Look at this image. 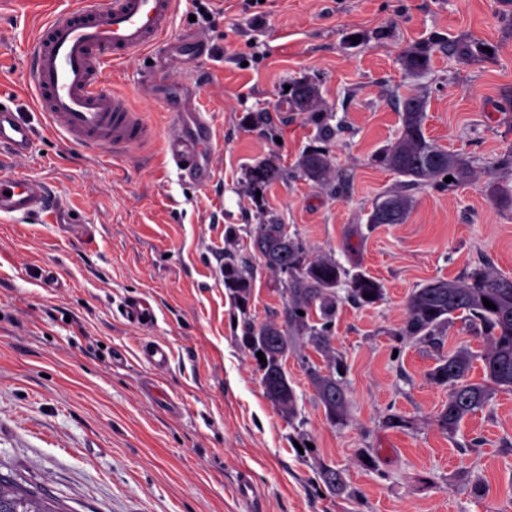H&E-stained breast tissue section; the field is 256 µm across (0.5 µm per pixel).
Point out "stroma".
Masks as SVG:
<instances>
[{
  "instance_id": "35a3bbf8",
  "label": "stroma",
  "mask_w": 512,
  "mask_h": 512,
  "mask_svg": "<svg viewBox=\"0 0 512 512\" xmlns=\"http://www.w3.org/2000/svg\"><path fill=\"white\" fill-rule=\"evenodd\" d=\"M73 0H0V86L33 120L37 149L16 165L45 182L57 217L0 216V474L37 486L67 512H512V392H497L454 435L437 416L448 388L432 370L453 349L486 343L461 320L436 343L399 337L410 294L482 263L512 275V211L488 182L512 189V30L501 0H177L169 39H205L200 60L166 66L130 55L105 76L157 131L127 151L90 152L37 120L18 71L46 17ZM438 35L475 37L497 53L467 63L435 51L421 76L404 53ZM320 91L337 133L334 177L299 178L316 128L288 106L286 85ZM189 89L212 124L214 179L200 186L162 152L173 129L166 96ZM427 100L426 133L475 160V181L408 190L377 165L401 125L395 102ZM269 116L252 124V113ZM281 175L253 189L247 170ZM410 193L403 224L369 223L374 199ZM286 225L309 255L382 285L358 305L337 288L330 348L291 335L282 359L295 414L279 411L241 339L246 324L283 321L287 275L256 262L245 304L224 284V254L257 225ZM146 299L151 325L122 312ZM161 340L152 369L141 344ZM340 365L348 405L331 421L307 367ZM400 426L386 427L388 415ZM340 471L342 492L317 474ZM259 495L239 503L241 478ZM145 360L155 369L165 368L169 362V349L161 341H148L141 347Z\"/></svg>"
}]
</instances>
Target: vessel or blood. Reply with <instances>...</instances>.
<instances>
[{"mask_svg":"<svg viewBox=\"0 0 512 512\" xmlns=\"http://www.w3.org/2000/svg\"><path fill=\"white\" fill-rule=\"evenodd\" d=\"M174 12L175 0H76L50 16L22 60L25 87L33 95L37 115L66 141L83 148L117 154L154 139V127L104 82L102 71L142 50L176 61L190 55L186 44L166 38ZM172 110L175 124L164 143L166 156L196 180L208 181L214 174L205 150L211 142L209 120L187 94L179 96ZM36 145L30 120L0 109V214L26 217L48 210L44 186L11 172ZM141 352L154 368L169 362L163 342H146Z\"/></svg>","mask_w":512,"mask_h":512,"instance_id":"obj_1","label":"vessel or blood"}]
</instances>
